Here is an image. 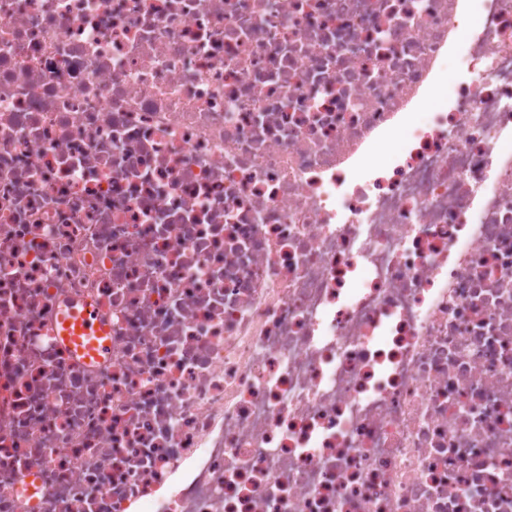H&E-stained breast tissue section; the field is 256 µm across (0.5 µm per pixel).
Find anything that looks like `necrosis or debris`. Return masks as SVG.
<instances>
[{
    "mask_svg": "<svg viewBox=\"0 0 512 512\" xmlns=\"http://www.w3.org/2000/svg\"><path fill=\"white\" fill-rule=\"evenodd\" d=\"M0 512H512V0H0ZM107 330L101 323L94 309L81 302L67 307V314L62 318L60 337L73 351L84 359L97 360L101 354L109 351Z\"/></svg>",
    "mask_w": 512,
    "mask_h": 512,
    "instance_id": "4bbe7bcc",
    "label": "necrosis or debris"
}]
</instances>
